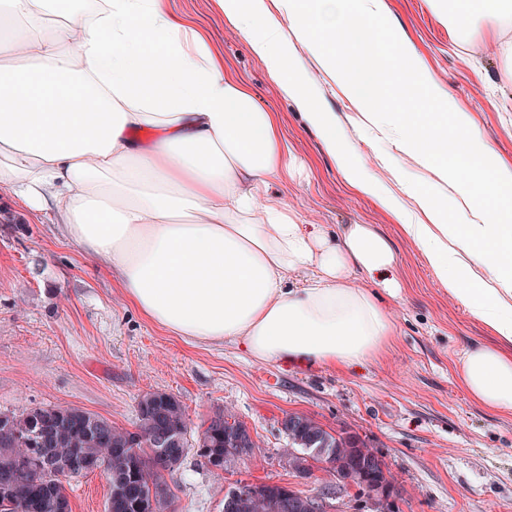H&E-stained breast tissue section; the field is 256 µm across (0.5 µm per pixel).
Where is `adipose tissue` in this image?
<instances>
[{
    "instance_id": "ef3b65f1",
    "label": "adipose tissue",
    "mask_w": 512,
    "mask_h": 512,
    "mask_svg": "<svg viewBox=\"0 0 512 512\" xmlns=\"http://www.w3.org/2000/svg\"><path fill=\"white\" fill-rule=\"evenodd\" d=\"M59 0H0V185L29 210L55 205L67 237L114 269L151 322L196 342L241 344L258 362L339 369L371 361L395 323L379 292L399 293L396 253L369 224L331 233L298 223L270 186L298 170L278 114L260 109L226 74L202 31L168 0H102L94 13L42 21ZM251 38L283 91L321 136L349 185L391 212L448 295L492 332L469 349L457 381L478 404L512 414V167L495 164L468 113L422 69L384 0H215ZM362 110L370 130L391 124L373 77L342 81L347 40L393 45L405 58L400 89L416 124L392 126L395 147L440 180L458 178L456 202L399 183L384 189L351 161L336 121L297 77L288 37ZM452 122L456 134L441 132ZM465 221L453 223L449 207Z\"/></svg>"
}]
</instances>
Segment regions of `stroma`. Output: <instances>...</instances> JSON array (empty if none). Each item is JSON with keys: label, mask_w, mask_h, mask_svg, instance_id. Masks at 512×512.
Wrapping results in <instances>:
<instances>
[{"label": "stroma", "mask_w": 512, "mask_h": 512, "mask_svg": "<svg viewBox=\"0 0 512 512\" xmlns=\"http://www.w3.org/2000/svg\"><path fill=\"white\" fill-rule=\"evenodd\" d=\"M187 24L205 32L224 68L243 80L262 108L278 113L290 151L305 165L301 176L277 184L300 221L337 231L373 224L397 252L398 297L382 296L395 321L394 340L381 358L339 370L253 361L230 342H188L152 323L125 299L119 279L100 258L68 239L53 210L34 213L0 188V410L78 406L131 430L136 406L151 392L182 403L187 438L196 442L212 417L227 411L255 442L249 456L216 474L196 451L164 473L165 512H222L236 480L279 483L307 494L329 476L313 468L299 477L282 458V419L311 417L325 429L356 433L395 479L399 512H512V414L473 401L456 380L457 363L489 334L452 300L416 246L397 231L376 199L352 191L293 100L281 90L250 40L224 22L214 0H169ZM430 77L468 112L495 161L512 166V59L497 50L498 36L469 17L457 37L430 0H384ZM291 50L301 76L362 161L395 183L391 160L432 195L451 187L387 139L356 124L359 109L322 73L301 43ZM109 481L95 471L70 479L72 512H106Z\"/></svg>", "instance_id": "obj_1"}]
</instances>
